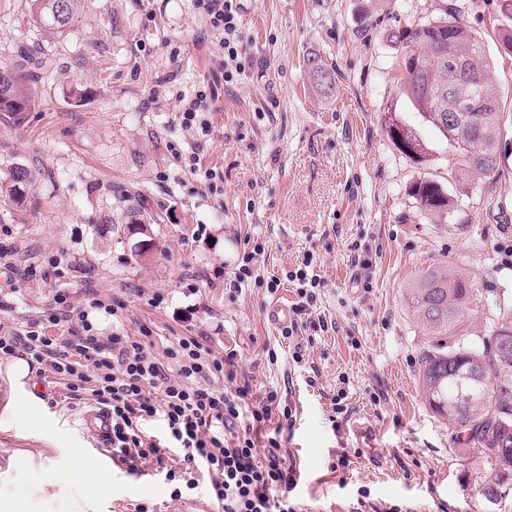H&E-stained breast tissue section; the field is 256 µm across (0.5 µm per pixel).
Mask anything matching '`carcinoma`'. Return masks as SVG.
Masks as SVG:
<instances>
[{"instance_id": "1", "label": "carcinoma", "mask_w": 512, "mask_h": 512, "mask_svg": "<svg viewBox=\"0 0 512 512\" xmlns=\"http://www.w3.org/2000/svg\"><path fill=\"white\" fill-rule=\"evenodd\" d=\"M36 15L55 33L71 27L78 0H32ZM459 6L451 7L448 17L425 24L408 25L391 33L402 45L403 93L422 118L445 137L454 160L464 170L482 178L500 176L496 156L503 120L500 99L490 82L491 64L483 39L458 18ZM463 60L480 76L473 88L479 102L481 130L465 120L448 125V93L457 81L453 60ZM308 71L316 92L328 97L336 90V71L318 56L307 58ZM12 81L0 84V112L12 115L30 112L34 107V82L25 63L7 68ZM386 131L403 154L424 161L430 148L415 129L403 122L392 109L385 115ZM7 200L19 205L28 198L34 176L24 167L11 175ZM413 197L419 207L448 222L454 201L432 180L415 184ZM408 295L422 323L429 346L421 359L419 381L430 408L452 425L458 451L480 449L487 453L490 470L480 477L483 497L498 495L501 483L512 479V326L500 325L474 345L456 338L465 312L482 300L483 291L473 278L448 269L430 267ZM483 366L488 377L487 394L468 406L456 404V374L472 366Z\"/></svg>"}]
</instances>
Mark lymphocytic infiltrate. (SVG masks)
I'll use <instances>...</instances> for the list:
<instances>
[{"label":"lymphocytic infiltrate","mask_w":512,"mask_h":512,"mask_svg":"<svg viewBox=\"0 0 512 512\" xmlns=\"http://www.w3.org/2000/svg\"><path fill=\"white\" fill-rule=\"evenodd\" d=\"M290 278L298 283L299 300L283 335L302 326L320 330L312 310L321 280L302 269ZM55 302L49 320L66 326V335H46L32 322L23 333L0 335V355L30 356L63 380L71 398L102 407L112 417L113 455L129 468L161 472L173 483L174 498L197 489L204 477L220 512H289L295 464L266 430L283 429L291 412L277 391L259 396L239 381L235 353H215L203 336L178 338L159 353L150 339L101 335L89 319L90 310L104 306L93 290L82 306L63 294ZM155 416L164 422L160 437L141 430Z\"/></svg>","instance_id":"lymphocytic-infiltrate-1"}]
</instances>
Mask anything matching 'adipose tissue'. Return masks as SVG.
<instances>
[{
	"instance_id": "adipose-tissue-1",
	"label": "adipose tissue",
	"mask_w": 512,
	"mask_h": 512,
	"mask_svg": "<svg viewBox=\"0 0 512 512\" xmlns=\"http://www.w3.org/2000/svg\"><path fill=\"white\" fill-rule=\"evenodd\" d=\"M35 464L36 457L30 452L10 457L9 470L0 472V512H47L60 499L66 501L67 512H92L103 489L111 485L110 474L101 462L86 457L46 469L40 478L28 483L24 499L16 500L11 468Z\"/></svg>"
}]
</instances>
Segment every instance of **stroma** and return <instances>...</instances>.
I'll return each instance as SVG.
<instances>
[{"label":"stroma","instance_id":"obj_1","mask_svg":"<svg viewBox=\"0 0 512 512\" xmlns=\"http://www.w3.org/2000/svg\"><path fill=\"white\" fill-rule=\"evenodd\" d=\"M239 3L241 71L209 102L205 136L186 127L179 99L205 90L228 53L198 0H79L62 34L36 21L30 0H0V67L24 54L37 62L35 108L19 122L0 118V246L14 255L0 265V331L42 321L61 335L46 321L56 296L78 304L91 289L119 306L93 313L99 332L146 330L160 349L202 334L215 352L235 351L254 392L276 389L292 409L283 445L299 475L294 512H353L361 501L512 512V483L486 502V455L460 454L422 394L428 343L408 300L415 280L445 265L483 288L461 330L467 342L512 322V117L499 139L504 179L456 167L404 95L402 50L390 37L460 5L512 114V54L502 45L512 20L500 0ZM313 53L336 68L331 98L310 86ZM389 107L428 144L427 162L394 146ZM18 166L35 176L33 198L8 205ZM423 179L453 199L447 223L412 198ZM248 235L265 248L259 274L281 281L275 293L226 288ZM308 258L324 283L317 314L328 329L289 339L266 310L298 302L285 276ZM8 365L0 357V471L18 448L53 464L94 456L112 473L100 512H215L207 485L171 499L151 466L133 471L105 452L65 385L34 370V388L18 393Z\"/></svg>","mask_w":512,"mask_h":512}]
</instances>
